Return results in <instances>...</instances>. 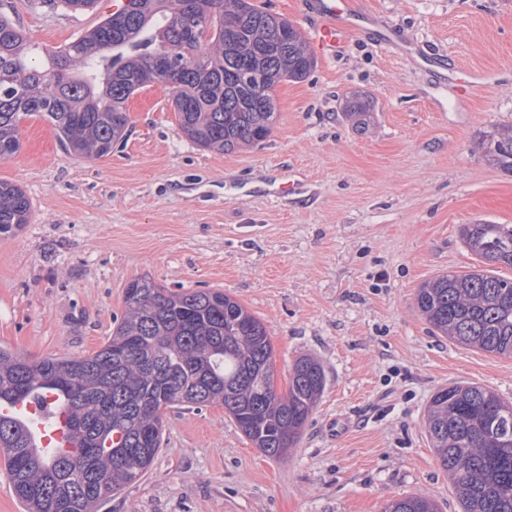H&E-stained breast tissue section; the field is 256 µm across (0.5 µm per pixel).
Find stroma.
Segmentation results:
<instances>
[{
  "label": "stroma",
  "instance_id": "stroma-1",
  "mask_svg": "<svg viewBox=\"0 0 512 512\" xmlns=\"http://www.w3.org/2000/svg\"><path fill=\"white\" fill-rule=\"evenodd\" d=\"M66 10L0 0L41 48H64L123 6ZM381 18L334 59L278 84L270 136L224 153L180 130L168 88L128 100L111 154L75 156L41 117L0 180L31 216L0 233V348L84 357L123 317L125 289H215L260 318L284 392L294 362L323 367L325 390L287 456H266L223 406L165 412L164 446L102 512H383L420 493L460 512L424 426L431 394L476 383L512 401V359L461 347L421 316L420 284L478 260L460 237L478 220L512 224V173L484 132L512 126V0H350ZM429 54L424 64L410 53ZM489 74L457 104L449 64ZM365 94L369 126L341 112ZM283 182L288 196L276 194Z\"/></svg>",
  "mask_w": 512,
  "mask_h": 512
}]
</instances>
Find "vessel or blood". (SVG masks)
Listing matches in <instances>:
<instances>
[{"label":"vessel or blood","mask_w":512,"mask_h":512,"mask_svg":"<svg viewBox=\"0 0 512 512\" xmlns=\"http://www.w3.org/2000/svg\"><path fill=\"white\" fill-rule=\"evenodd\" d=\"M315 4L320 20L313 29V43L323 56H336L345 50L353 28L345 0H315ZM451 77L464 102L485 82L484 76L470 71L455 70ZM0 413L22 420L43 455L71 447L67 417L55 393L39 390L26 400L0 402Z\"/></svg>","instance_id":"obj_1"}]
</instances>
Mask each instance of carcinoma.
I'll return each mask as SVG.
<instances>
[{
    "label": "carcinoma",
    "mask_w": 512,
    "mask_h": 512,
    "mask_svg": "<svg viewBox=\"0 0 512 512\" xmlns=\"http://www.w3.org/2000/svg\"><path fill=\"white\" fill-rule=\"evenodd\" d=\"M65 48L33 62L38 48L0 14V160L20 149L21 117L47 119L65 148L100 158L127 133L126 102L161 82L191 142L217 152L265 140L275 120L271 94L316 66L289 20L251 0H129ZM343 113L360 129L368 103L346 98ZM486 155L512 173V127L483 140ZM30 203L0 180V232L29 222ZM482 267L424 282L416 304L434 330L486 354L512 358V225L480 220L461 228ZM126 312L94 353L28 360L0 349V401L24 399L35 384L65 395L73 452L48 459L26 429L0 415V453L26 512H98L140 480L160 451L162 416L172 406L222 405L255 447L280 458L302 437L326 376L301 356L288 391L274 385L272 342L264 323L222 291H170L132 281ZM426 431L463 512H512V402L475 383L438 388L426 406ZM384 512H439L413 494Z\"/></svg>",
    "instance_id": "carcinoma-1"
}]
</instances>
